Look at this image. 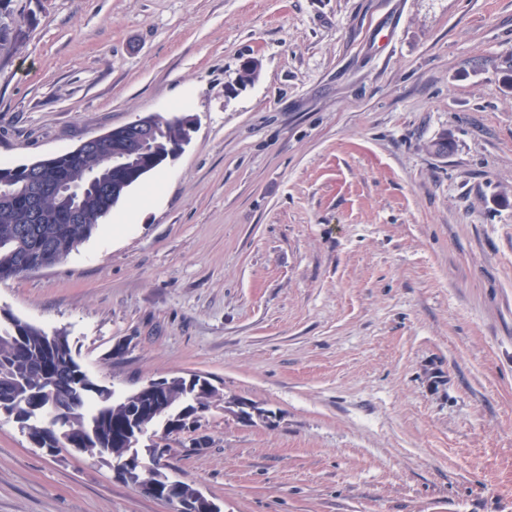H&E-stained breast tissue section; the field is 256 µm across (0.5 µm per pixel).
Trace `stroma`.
Segmentation results:
<instances>
[{"instance_id":"1","label":"stroma","mask_w":512,"mask_h":512,"mask_svg":"<svg viewBox=\"0 0 512 512\" xmlns=\"http://www.w3.org/2000/svg\"><path fill=\"white\" fill-rule=\"evenodd\" d=\"M11 7L0 164L195 128L125 232L138 185L0 283V325L66 336L118 398L208 378L164 460L223 512H512V0ZM172 510L0 415V512Z\"/></svg>"}]
</instances>
